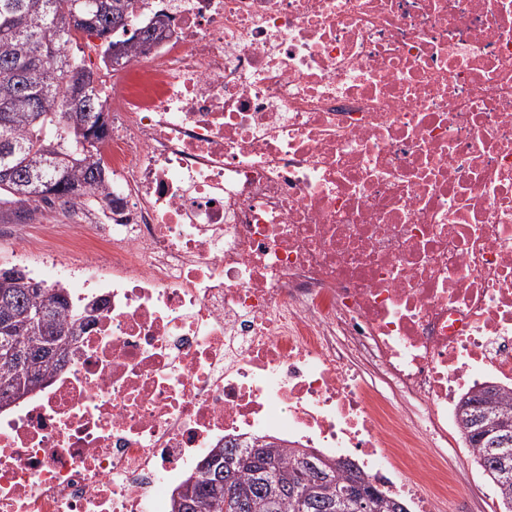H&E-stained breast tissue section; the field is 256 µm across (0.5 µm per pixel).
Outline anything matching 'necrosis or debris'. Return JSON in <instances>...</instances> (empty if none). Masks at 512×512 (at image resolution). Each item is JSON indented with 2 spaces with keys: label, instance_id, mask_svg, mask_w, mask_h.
Returning a JSON list of instances; mask_svg holds the SVG:
<instances>
[{
  "label": "necrosis or debris",
  "instance_id": "obj_1",
  "mask_svg": "<svg viewBox=\"0 0 512 512\" xmlns=\"http://www.w3.org/2000/svg\"><path fill=\"white\" fill-rule=\"evenodd\" d=\"M109 76L97 303L0 409V512H172L225 442L359 466L414 512L459 398L512 391V0H158ZM371 368L378 385L363 373Z\"/></svg>",
  "mask_w": 512,
  "mask_h": 512
}]
</instances>
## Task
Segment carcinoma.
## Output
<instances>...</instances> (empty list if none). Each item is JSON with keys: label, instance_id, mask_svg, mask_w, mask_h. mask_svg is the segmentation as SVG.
I'll return each instance as SVG.
<instances>
[{"label": "carcinoma", "instance_id": "cac0c4a2", "mask_svg": "<svg viewBox=\"0 0 512 512\" xmlns=\"http://www.w3.org/2000/svg\"><path fill=\"white\" fill-rule=\"evenodd\" d=\"M148 0H0V204L25 205L49 198L79 201L112 184L100 162H89L106 129L103 101L94 73L69 53L74 33L101 40L105 55L118 63L134 47L162 39L165 15L143 20ZM68 61L86 78L77 108L62 88ZM46 107L31 109L30 101ZM0 407L48 383L56 369L50 345L80 335L89 322L87 307L71 305L63 288H49L14 268H0ZM490 403L512 422V396L485 387L462 396L458 422L465 444L483 475L496 487L503 512H512V447L490 448L473 435L469 406ZM354 480L371 495L367 512H407L398 498L379 492L347 463L257 443L242 451L217 448L204 459L196 480L185 485L174 512H355L338 502L330 481Z\"/></svg>", "mask_w": 512, "mask_h": 512}]
</instances>
